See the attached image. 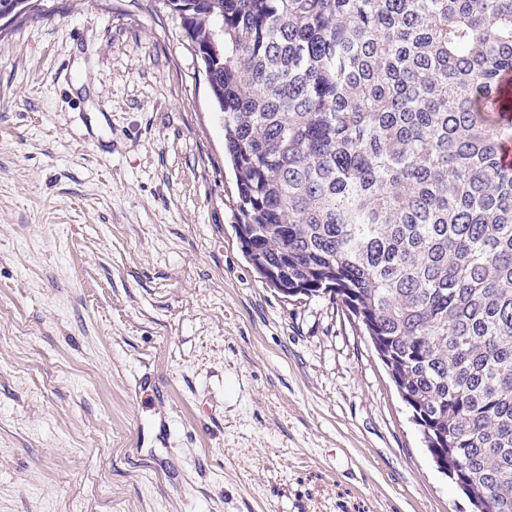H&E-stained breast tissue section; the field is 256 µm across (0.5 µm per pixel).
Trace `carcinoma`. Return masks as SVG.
<instances>
[{"instance_id": "cac0c4a2", "label": "carcinoma", "mask_w": 512, "mask_h": 512, "mask_svg": "<svg viewBox=\"0 0 512 512\" xmlns=\"http://www.w3.org/2000/svg\"><path fill=\"white\" fill-rule=\"evenodd\" d=\"M208 61L235 217L368 336L512 512V0H168Z\"/></svg>"}]
</instances>
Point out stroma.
Instances as JSON below:
<instances>
[{
	"label": "stroma",
	"instance_id": "stroma-1",
	"mask_svg": "<svg viewBox=\"0 0 512 512\" xmlns=\"http://www.w3.org/2000/svg\"><path fill=\"white\" fill-rule=\"evenodd\" d=\"M234 196L165 0L0 30V512H472L340 305L257 277Z\"/></svg>",
	"mask_w": 512,
	"mask_h": 512
}]
</instances>
